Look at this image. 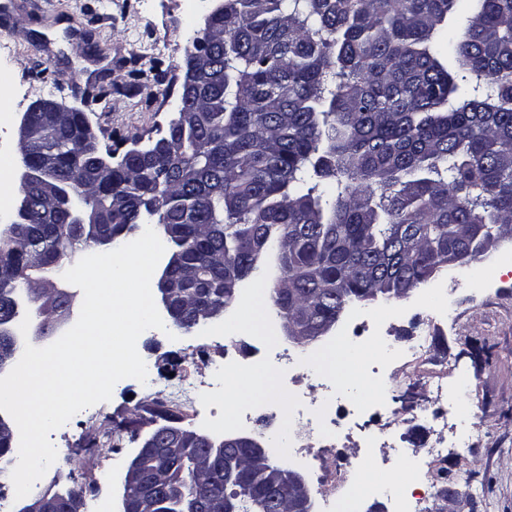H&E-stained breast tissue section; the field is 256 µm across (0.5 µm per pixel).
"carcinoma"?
<instances>
[{
    "label": "carcinoma",
    "mask_w": 512,
    "mask_h": 512,
    "mask_svg": "<svg viewBox=\"0 0 512 512\" xmlns=\"http://www.w3.org/2000/svg\"><path fill=\"white\" fill-rule=\"evenodd\" d=\"M460 0H224L185 53L207 52L181 91L169 143L145 160L77 147L87 115L30 118L28 158L85 205L109 249L147 219L183 266L181 306L211 314L274 254L268 291L282 324L298 310L329 323L375 288H414L487 257L512 225V0H467L468 25L448 37ZM27 223L0 229V348L14 340L17 294L90 242L68 212L19 186ZM224 459L187 447L146 456L143 483L165 477L143 512H273L265 470L247 450Z\"/></svg>",
    "instance_id": "1"
}]
</instances>
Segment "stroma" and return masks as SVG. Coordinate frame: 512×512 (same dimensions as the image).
I'll use <instances>...</instances> for the list:
<instances>
[{
    "instance_id": "obj_1",
    "label": "stroma",
    "mask_w": 512,
    "mask_h": 512,
    "mask_svg": "<svg viewBox=\"0 0 512 512\" xmlns=\"http://www.w3.org/2000/svg\"><path fill=\"white\" fill-rule=\"evenodd\" d=\"M213 0H0V80H8L12 105L0 106V171L7 192L18 199L21 163L16 152L18 127L27 107L52 98L74 105L70 86L111 85L112 91L89 115L101 149L120 160L136 143L160 137L175 116L174 104L185 69V45L213 8ZM156 56L162 61L159 82L136 85L128 72L131 60ZM512 253V242L474 269H486L481 284L469 276L438 277L408 298L391 303L361 302L342 313L335 329L309 344L282 340L297 355L317 353L338 335L359 329L361 321L380 319L381 333L394 347L412 345L430 330V355L412 372L387 366L386 382L395 400L380 425L393 432L398 449L409 458L389 454L387 463L370 462L364 473L381 491L365 499L363 508L396 512L402 484L420 487L418 467L429 466L437 482L427 494V512H512V266L499 264V255ZM241 313L228 308L215 322L169 338L163 331H144L138 352L148 372L146 382L126 378L117 382L109 401L82 410L50 433L56 461L35 483L33 494L64 492L86 485L81 512H123V478L145 435L164 424L149 395L152 390L191 381L198 388L196 415H182V426L213 438L227 434L261 437L273 448L274 459L288 460L301 471L316 505L334 496L333 482L311 467L319 444L310 441L307 456L288 452L287 431L258 423L232 421L235 409L222 386L212 383L217 365L231 359L263 372L255 401L270 405L301 402L317 407L323 391L313 377L304 376L287 387L273 367L272 351L248 336H230L223 329ZM447 376L466 387L461 410L474 425L477 442L469 452L449 448L438 461L428 459L431 445L444 438L412 415L418 407L437 408L430 380Z\"/></svg>"
}]
</instances>
